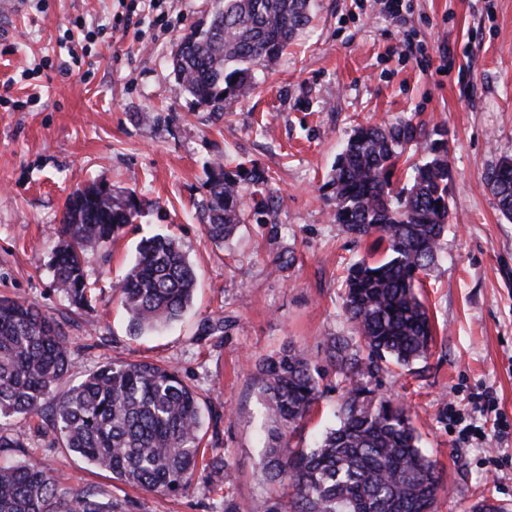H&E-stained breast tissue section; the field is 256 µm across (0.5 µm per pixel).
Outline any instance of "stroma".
Instances as JSON below:
<instances>
[{
	"label": "stroma",
	"mask_w": 512,
	"mask_h": 512,
	"mask_svg": "<svg viewBox=\"0 0 512 512\" xmlns=\"http://www.w3.org/2000/svg\"><path fill=\"white\" fill-rule=\"evenodd\" d=\"M19 0L0 9V296L21 298L61 322L70 387L112 360L171 365L201 394V430L233 484H198L182 496L128 488L16 417L24 448L72 483L100 489L124 512H224L269 500L259 475L271 424L259 363L294 345L323 376L326 394L290 436L312 447L348 384L326 357L329 337L352 338L346 267L366 256L333 219L326 187L360 124L399 120L441 131L448 146L453 219L421 290L435 329L429 355L384 364L364 383L402 405L423 451L446 476L436 512H471L485 498L512 505V222L486 173L512 156V0H409L400 17L378 0H314L311 20L256 89L216 117L183 94L171 59L181 37L206 25L212 0ZM272 173L263 223L223 243L204 232L210 167L224 154ZM135 193L141 217L111 245L87 252L92 308L57 291L51 253L67 197L91 184ZM170 232L199 286L181 321L141 336L113 296L143 235ZM223 332L204 335L207 318ZM489 395L498 431L463 442L449 411H475Z\"/></svg>",
	"instance_id": "obj_1"
}]
</instances>
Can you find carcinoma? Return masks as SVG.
I'll list each match as a JSON object with an SVG mask.
<instances>
[{"label":"carcinoma","mask_w":512,"mask_h":512,"mask_svg":"<svg viewBox=\"0 0 512 512\" xmlns=\"http://www.w3.org/2000/svg\"><path fill=\"white\" fill-rule=\"evenodd\" d=\"M206 26L184 35L172 60L180 88L196 104L220 113L255 87L296 33L310 21L311 0H213ZM422 135L420 125L360 126L336 157L329 181L334 220L353 238L372 240L377 258L353 263L345 311L361 346L327 342L328 358L349 381L339 424L315 448H293L288 428L323 397L316 370L296 346L259 368L268 415L279 425L264 448L259 474L277 495L262 512H434L444 488L437 463L419 448L409 413L389 399L375 402L362 383L382 363L408 366L424 358L433 325L417 288L435 264L451 223L448 148L412 167L410 184L395 190L394 169ZM268 171L250 161L211 167L206 235L231 236L249 218L267 214ZM502 216L512 221V157L485 176ZM140 214L134 194L103 185L72 193L65 202L60 245L53 259L56 288L78 308L91 307L83 259L112 244ZM197 275L175 239L143 238L116 293L140 335L176 321L192 302ZM71 367L61 324L23 300L0 298V512H118L90 487L69 485L40 463L10 458L24 434L6 428L17 415L40 416ZM198 391L172 369L152 361L115 360L89 373L51 407L50 424L64 447L112 479L146 492L186 494L204 478L213 485L236 478L228 459L206 456Z\"/></svg>","instance_id":"cac0c4a2"}]
</instances>
